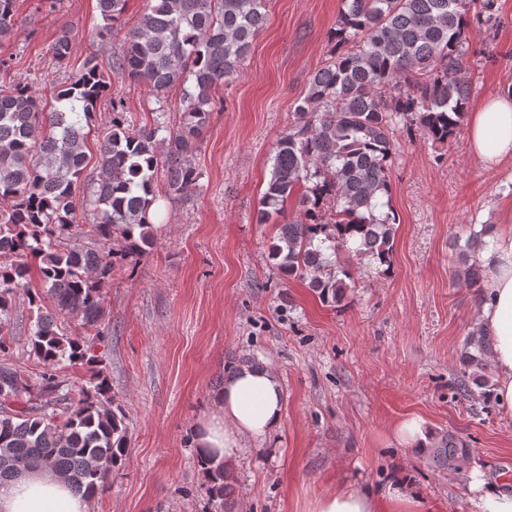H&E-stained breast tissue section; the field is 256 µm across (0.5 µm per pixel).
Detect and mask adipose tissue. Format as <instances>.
I'll return each mask as SVG.
<instances>
[{
	"mask_svg": "<svg viewBox=\"0 0 512 512\" xmlns=\"http://www.w3.org/2000/svg\"><path fill=\"white\" fill-rule=\"evenodd\" d=\"M468 141L473 154L492 166L512 157V96L488 98L471 112ZM482 267L485 301L477 325L493 344L491 359L499 405L512 413V208L490 228L488 244L476 256ZM283 420V389L269 366L227 372L213 408L193 429L198 454L236 456L242 438H264ZM415 504L401 485L382 492L337 489L310 500L307 512H414ZM89 498L77 494L61 475L40 470L0 485V512H90Z\"/></svg>",
	"mask_w": 512,
	"mask_h": 512,
	"instance_id": "obj_1",
	"label": "adipose tissue"
}]
</instances>
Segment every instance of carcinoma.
<instances>
[{
  "mask_svg": "<svg viewBox=\"0 0 512 512\" xmlns=\"http://www.w3.org/2000/svg\"><path fill=\"white\" fill-rule=\"evenodd\" d=\"M126 2L98 0L101 42L124 25ZM14 6L15 0H0V41L13 33ZM495 11V0H344L329 54L274 145L257 215L258 223H269L305 186L300 217L278 225L269 258L284 275L307 281L321 302L348 296L361 260L390 273L394 131L404 121L435 144L454 140L471 94L466 32L497 22ZM265 22L264 0H146L111 61L86 56L55 87L51 105L22 81L0 85V485L41 467L93 499L125 459V408L112 396L95 342L70 336L58 317L104 335L112 276L154 245L159 199H180L195 184L197 142L214 112L216 88L241 72ZM72 41L64 31L51 44L57 65L69 62ZM115 79L147 84L158 116L138 126L121 103H112L90 169L84 130ZM174 86L182 96L172 123ZM384 207L388 212L377 216ZM83 235L96 246L73 245ZM30 258L39 262L37 290L28 286ZM462 279L482 287L481 267L465 265ZM21 289L36 310L21 348L42 366L34 378L10 364L13 299ZM491 354L488 337H467L468 370L457 384L463 396L475 387L490 394ZM65 363L87 367L89 386L74 391L59 372ZM430 459L439 469L459 470L469 448L444 433L434 439ZM197 465L209 503L233 512L232 464L199 456Z\"/></svg>",
  "mask_w": 512,
  "mask_h": 512,
  "instance_id": "carcinoma-1",
  "label": "carcinoma"
}]
</instances>
